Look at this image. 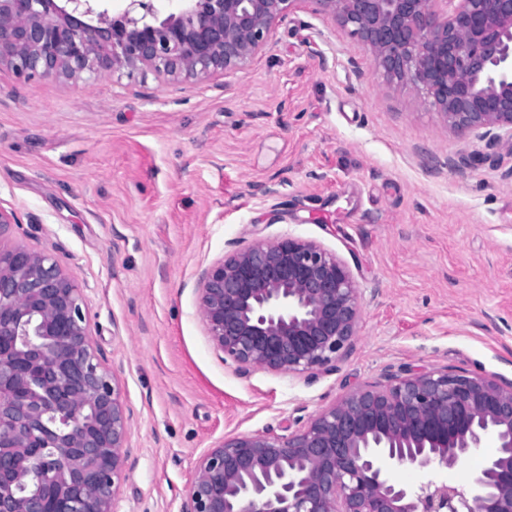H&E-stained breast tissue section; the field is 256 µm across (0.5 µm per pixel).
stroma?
Wrapping results in <instances>:
<instances>
[{"mask_svg": "<svg viewBox=\"0 0 512 512\" xmlns=\"http://www.w3.org/2000/svg\"><path fill=\"white\" fill-rule=\"evenodd\" d=\"M458 137L306 0L246 67L208 80L77 81L0 66V209L11 243L58 257L130 414L120 512H179L199 457L227 437L306 425L388 375L512 382V160L461 165ZM290 235L348 264L358 334L315 374L240 375L198 308L205 271ZM412 489L468 488L489 456Z\"/></svg>", "mask_w": 512, "mask_h": 512, "instance_id": "35a3bbf8", "label": "stroma"}]
</instances>
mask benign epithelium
Instances as JSON below:
<instances>
[{"label": "benign epithelium", "instance_id": "obj_1", "mask_svg": "<svg viewBox=\"0 0 512 512\" xmlns=\"http://www.w3.org/2000/svg\"><path fill=\"white\" fill-rule=\"evenodd\" d=\"M0 0V65L73 79L245 67L302 0ZM448 127L512 157V0H312ZM212 347L241 373L313 374L357 335L361 292L320 244L257 241L199 288ZM129 413L90 342L82 288L54 255L0 248V512H120ZM496 452L468 489H417L394 467L453 469ZM180 512H512V383L453 370L359 388L285 434L227 437L198 460Z\"/></svg>", "mask_w": 512, "mask_h": 512}]
</instances>
